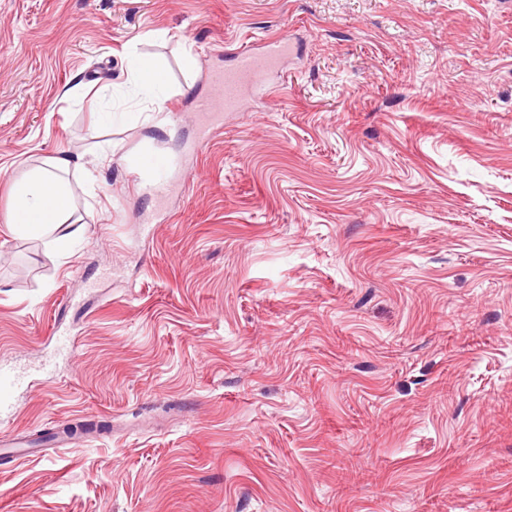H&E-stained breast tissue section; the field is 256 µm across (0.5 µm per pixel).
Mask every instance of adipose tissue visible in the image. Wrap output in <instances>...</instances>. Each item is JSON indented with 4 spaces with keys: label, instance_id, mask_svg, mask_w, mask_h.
Returning a JSON list of instances; mask_svg holds the SVG:
<instances>
[{
    "label": "adipose tissue",
    "instance_id": "ef3b65f1",
    "mask_svg": "<svg viewBox=\"0 0 512 512\" xmlns=\"http://www.w3.org/2000/svg\"><path fill=\"white\" fill-rule=\"evenodd\" d=\"M71 165V159L58 156L50 168H35L13 183L7 224L14 234L46 240L54 248L71 242L72 236L65 233L63 225L72 193L61 178Z\"/></svg>",
    "mask_w": 512,
    "mask_h": 512
}]
</instances>
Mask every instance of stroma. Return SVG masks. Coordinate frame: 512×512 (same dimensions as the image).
<instances>
[{"label": "stroma", "instance_id": "1", "mask_svg": "<svg viewBox=\"0 0 512 512\" xmlns=\"http://www.w3.org/2000/svg\"><path fill=\"white\" fill-rule=\"evenodd\" d=\"M61 154L64 256L5 226ZM0 365V512H512V0H0ZM294 44L287 35L270 38L261 52L251 48H242L235 62L224 70H214L210 74L211 82L220 90L218 98L199 97L194 112L197 115L219 116L220 112H236L240 109L246 93L258 97L270 94L266 85V76L276 68L280 61L292 53ZM146 165L153 170L154 178L149 181H140V190L154 198L163 197L169 187V175L174 161L165 154L149 155L145 159ZM21 384L20 374L0 366V417L13 408L15 394Z\"/></svg>", "mask_w": 512, "mask_h": 512}]
</instances>
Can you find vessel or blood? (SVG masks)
Instances as JSON below:
<instances>
[{"label":"vessel or blood","instance_id":"1","mask_svg":"<svg viewBox=\"0 0 512 512\" xmlns=\"http://www.w3.org/2000/svg\"><path fill=\"white\" fill-rule=\"evenodd\" d=\"M293 50V43L284 35L269 39L260 52L247 47L240 49L231 66L211 72L210 80L219 88L220 95L216 98H198L195 104L197 114L216 117L223 112L238 111L248 93L266 97L269 93L267 75ZM145 163L153 170L154 177L140 181V190L155 198L163 197L169 187L173 160L165 154H154L147 156ZM21 384L20 374L0 366V415L12 409Z\"/></svg>","mask_w":512,"mask_h":512}]
</instances>
